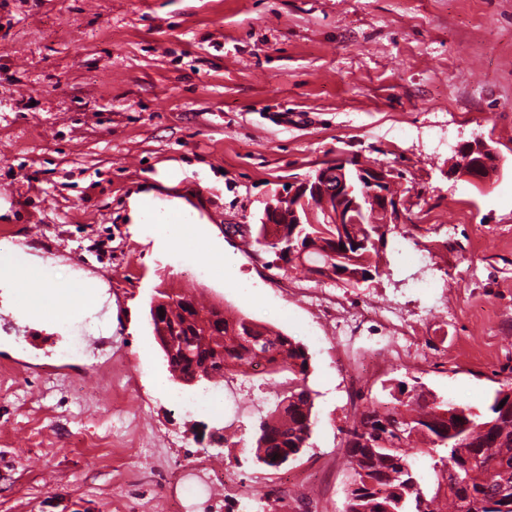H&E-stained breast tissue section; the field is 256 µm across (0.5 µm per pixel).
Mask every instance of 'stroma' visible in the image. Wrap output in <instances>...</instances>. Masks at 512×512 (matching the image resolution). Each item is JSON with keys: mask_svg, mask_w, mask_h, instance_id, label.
I'll use <instances>...</instances> for the list:
<instances>
[{"mask_svg": "<svg viewBox=\"0 0 512 512\" xmlns=\"http://www.w3.org/2000/svg\"><path fill=\"white\" fill-rule=\"evenodd\" d=\"M477 138L501 157L483 185L451 172ZM336 156L391 167L413 197L368 286L274 269L273 253L225 236ZM145 193L206 230L220 274L190 277L205 254L133 223ZM1 243L52 259L61 285L97 279L107 298L47 332L0 295V512H236L223 486L183 478L199 462L260 476L274 496L321 487L291 512H343L347 367L306 289L427 311L445 366L381 369L365 398L416 381L479 411L512 375V0H0ZM426 281L452 289L456 320L432 309ZM158 288L201 291L307 348L316 423L295 462L259 466L248 449L287 374L236 394L241 448L212 442L232 415L178 404L205 387L170 377L148 320Z\"/></svg>", "mask_w": 512, "mask_h": 512, "instance_id": "35a3bbf8", "label": "stroma"}]
</instances>
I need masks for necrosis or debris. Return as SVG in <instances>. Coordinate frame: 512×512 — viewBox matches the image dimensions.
I'll return each instance as SVG.
<instances>
[{
    "label": "necrosis or debris",
    "mask_w": 512,
    "mask_h": 512,
    "mask_svg": "<svg viewBox=\"0 0 512 512\" xmlns=\"http://www.w3.org/2000/svg\"><path fill=\"white\" fill-rule=\"evenodd\" d=\"M309 300L336 322V344L355 364L349 376L353 392H360L371 372L383 365L434 363L442 355L441 348L419 336L421 320L408 319L391 304L369 297L355 304L323 292Z\"/></svg>",
    "instance_id": "obj_1"
}]
</instances>
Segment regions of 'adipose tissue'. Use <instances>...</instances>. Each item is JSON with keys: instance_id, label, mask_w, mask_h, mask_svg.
<instances>
[{"instance_id": "ef3b65f1", "label": "adipose tissue", "mask_w": 512, "mask_h": 512, "mask_svg": "<svg viewBox=\"0 0 512 512\" xmlns=\"http://www.w3.org/2000/svg\"><path fill=\"white\" fill-rule=\"evenodd\" d=\"M133 219L138 224H151L152 233L158 241L186 253H193L202 243L201 238L189 236L183 222V211L178 205L153 212L139 200L133 205ZM0 258L12 263L18 280L28 282L35 276L42 280L40 287L9 291L12 313L23 322L36 326L47 318L61 327L75 318L98 311L104 301L103 290L99 287H58L51 261L31 257L19 247L4 249Z\"/></svg>"}]
</instances>
